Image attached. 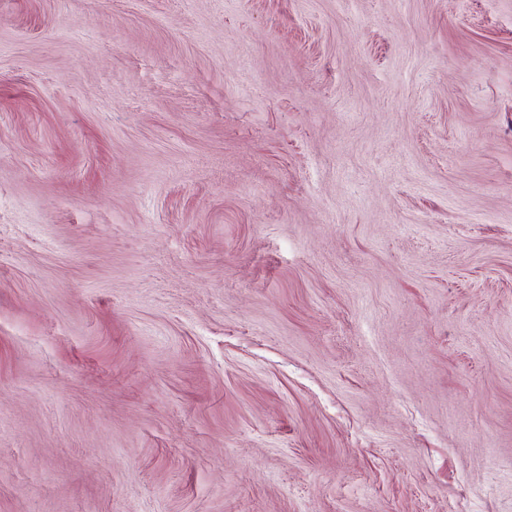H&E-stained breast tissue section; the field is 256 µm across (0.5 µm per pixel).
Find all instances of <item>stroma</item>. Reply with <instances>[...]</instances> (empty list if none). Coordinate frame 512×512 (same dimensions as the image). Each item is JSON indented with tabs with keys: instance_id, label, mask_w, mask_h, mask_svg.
I'll list each match as a JSON object with an SVG mask.
<instances>
[{
	"instance_id": "35a3bbf8",
	"label": "stroma",
	"mask_w": 512,
	"mask_h": 512,
	"mask_svg": "<svg viewBox=\"0 0 512 512\" xmlns=\"http://www.w3.org/2000/svg\"><path fill=\"white\" fill-rule=\"evenodd\" d=\"M0 512H512V0H0Z\"/></svg>"
}]
</instances>
